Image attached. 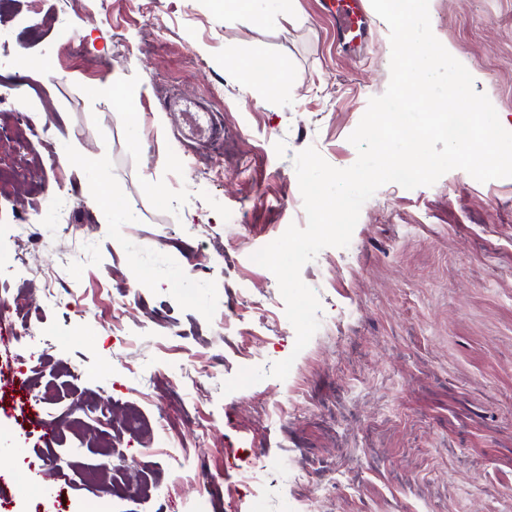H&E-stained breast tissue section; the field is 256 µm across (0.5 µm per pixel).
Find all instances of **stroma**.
Instances as JSON below:
<instances>
[{
  "label": "stroma",
  "mask_w": 512,
  "mask_h": 512,
  "mask_svg": "<svg viewBox=\"0 0 512 512\" xmlns=\"http://www.w3.org/2000/svg\"><path fill=\"white\" fill-rule=\"evenodd\" d=\"M256 7V22L211 0H15L0 15L13 36L0 83L40 132L14 131L0 105V164L21 174L0 194V492L27 512H512V178L456 169L379 188L349 246L302 268L320 327L295 352L277 280L251 256L306 224L298 152L356 161L348 137L388 86L391 46L378 17L352 57L319 0ZM430 19L512 123V0H434ZM228 41L293 82L262 100L265 79L225 72ZM115 82L129 105L107 94ZM185 103L217 139H188ZM64 144L97 174L61 163ZM108 185L136 223L86 204ZM26 229L37 243L20 260ZM290 356L286 379L224 393L240 369ZM195 364L211 378L184 379ZM35 398L49 432L25 426ZM19 442L40 478L24 493ZM256 454L274 465L270 487L230 499Z\"/></svg>",
  "instance_id": "35a3bbf8"
}]
</instances>
